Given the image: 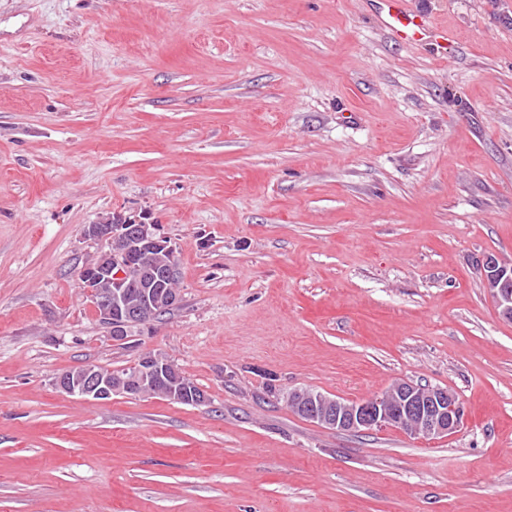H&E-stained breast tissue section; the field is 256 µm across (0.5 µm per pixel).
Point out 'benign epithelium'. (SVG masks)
I'll list each match as a JSON object with an SVG mask.
<instances>
[{
	"label": "benign epithelium",
	"mask_w": 512,
	"mask_h": 512,
	"mask_svg": "<svg viewBox=\"0 0 512 512\" xmlns=\"http://www.w3.org/2000/svg\"><path fill=\"white\" fill-rule=\"evenodd\" d=\"M85 235L109 245L112 239L120 236L136 238L132 247L119 253L105 251L76 273L79 288L99 319L109 328L110 336L118 339L124 331L121 313L125 311L120 287L132 280L133 271L142 269L146 250L167 246L166 238L156 233L154 224H134L132 220L119 216L102 224L88 225ZM480 273L499 316L512 322V260L487 255L481 260ZM167 365L168 361L160 356L150 352L142 354L135 385L137 392L144 390L148 377L162 373ZM56 386L85 401L112 400V372L97 366L85 367L75 379L59 377ZM299 403L308 415L314 414L316 408L321 409L319 424L329 428L351 432L395 428L424 439L455 434L466 419L463 403L448 388L424 390L405 380L396 381L382 394L361 401L348 402L302 394Z\"/></svg>",
	"instance_id": "benign-epithelium-1"
}]
</instances>
